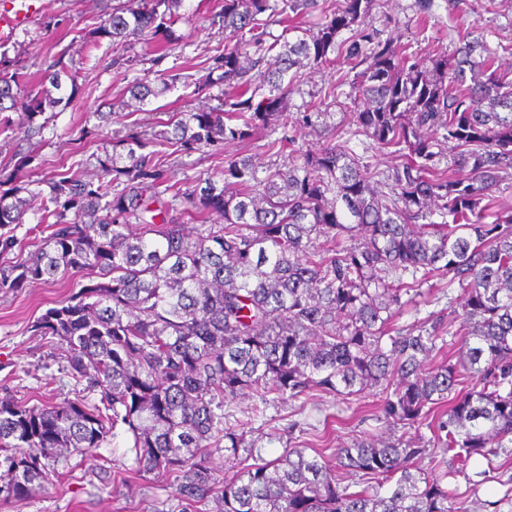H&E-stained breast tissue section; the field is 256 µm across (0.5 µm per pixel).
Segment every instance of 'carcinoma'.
Wrapping results in <instances>:
<instances>
[{
  "mask_svg": "<svg viewBox=\"0 0 512 512\" xmlns=\"http://www.w3.org/2000/svg\"><path fill=\"white\" fill-rule=\"evenodd\" d=\"M183 3L117 0L85 37L109 40L125 77L137 64L129 38L175 42ZM373 6L338 0L314 31L277 45L266 43L265 15L298 16L314 0H222L210 24L224 44L197 83L201 93L224 86L215 106L169 112L151 137L127 136V153L95 156L96 183L59 175L44 191L22 173L32 159L17 167L0 191V228L24 223L31 197L52 232L30 258L0 267V293L69 269L95 279L35 330L56 340L69 374L98 399H0L1 494L30 497L60 459L120 429L139 470L174 477L181 499L212 501L218 512H458V497L419 471V459L438 450L463 475L476 456L489 467L503 459L498 470L512 463V213L485 223L512 177V80L476 54L479 36L417 60L382 38ZM346 29L353 39L337 42ZM338 58L354 72L356 126L399 159L390 192L338 144L293 149L279 166L246 156L182 193V214L195 223L185 233L162 200L164 158L250 139L283 114L290 70ZM80 75L58 60L22 98V73L1 68L0 112L20 107L32 120L64 109ZM178 80L168 74L160 89L136 80L128 92L142 104ZM445 142L456 149L453 177L438 171ZM213 214L224 223H208ZM434 275L458 284L460 308L446 321L392 327L403 297ZM452 335L460 346L447 357ZM373 388L390 426L425 421L432 437L361 436L330 460L296 446L266 460L243 425H224L228 397L348 400ZM213 449L238 461L222 484ZM350 476L365 487L351 490Z\"/></svg>",
  "mask_w": 512,
  "mask_h": 512,
  "instance_id": "obj_1",
  "label": "carcinoma"
}]
</instances>
